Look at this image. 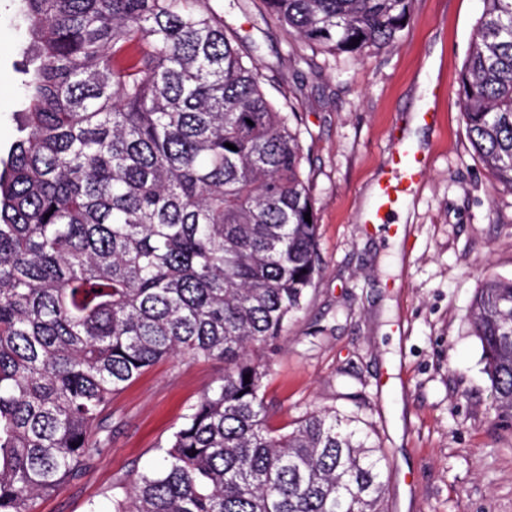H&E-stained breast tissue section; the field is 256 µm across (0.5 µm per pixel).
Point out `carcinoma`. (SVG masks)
I'll return each mask as SVG.
<instances>
[{
    "mask_svg": "<svg viewBox=\"0 0 512 512\" xmlns=\"http://www.w3.org/2000/svg\"><path fill=\"white\" fill-rule=\"evenodd\" d=\"M218 2L11 0L28 45L0 163V512L86 472L112 398L179 356L224 373L112 512H385V453L350 420H266L264 354L319 273L317 224L300 116L268 99ZM265 3L304 42L362 55L413 0ZM484 4L459 96L512 188V0ZM469 321L512 416V278H487Z\"/></svg>",
    "mask_w": 512,
    "mask_h": 512,
    "instance_id": "cac0c4a2",
    "label": "carcinoma"
}]
</instances>
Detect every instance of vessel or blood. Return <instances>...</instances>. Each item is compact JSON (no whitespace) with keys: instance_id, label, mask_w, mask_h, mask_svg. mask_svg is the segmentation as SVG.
I'll list each match as a JSON object with an SVG mask.
<instances>
[{"instance_id":"obj_1","label":"vessel or blood","mask_w":512,"mask_h":512,"mask_svg":"<svg viewBox=\"0 0 512 512\" xmlns=\"http://www.w3.org/2000/svg\"><path fill=\"white\" fill-rule=\"evenodd\" d=\"M427 167L425 155L416 151L408 141L397 140L388 172L376 185L375 203L364 220L366 228L390 226L392 215L420 183Z\"/></svg>"}]
</instances>
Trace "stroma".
Masks as SVG:
<instances>
[{
	"label": "stroma",
	"mask_w": 512,
	"mask_h": 512,
	"mask_svg": "<svg viewBox=\"0 0 512 512\" xmlns=\"http://www.w3.org/2000/svg\"><path fill=\"white\" fill-rule=\"evenodd\" d=\"M243 45L259 44L271 96L302 116L322 270L303 308L265 355L271 428L305 413L353 419L385 449L388 512H512V418L492 406L469 322L477 291L512 278V189L496 182L467 136L458 77L483 0H414L396 41L363 57L304 44L264 0H223ZM26 41L0 0V155L19 136L16 71ZM448 87L427 125L437 82ZM428 153L427 173L399 208L398 235L364 229L395 137ZM223 362L167 358L112 402V438L93 466L37 512H112L152 467Z\"/></svg>",
	"instance_id": "stroma-1"
}]
</instances>
